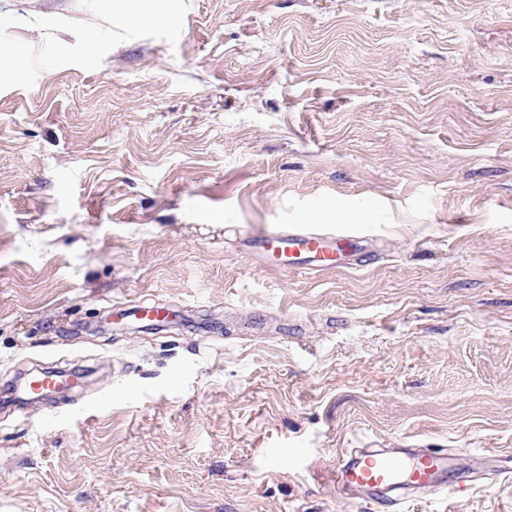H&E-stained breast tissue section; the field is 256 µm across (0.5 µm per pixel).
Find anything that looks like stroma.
<instances>
[{"label":"stroma","mask_w":512,"mask_h":512,"mask_svg":"<svg viewBox=\"0 0 512 512\" xmlns=\"http://www.w3.org/2000/svg\"><path fill=\"white\" fill-rule=\"evenodd\" d=\"M168 5L0 0V393L86 374L0 408V512H384L330 483L348 448L474 482L395 512H512V0ZM308 224L361 252L239 246ZM119 3V12L130 24H144L154 20H164L172 28L176 27L174 15L164 6L155 4L153 9H145L144 1L156 0H115ZM336 241H343L358 250L360 242L346 234L321 228L263 229L241 241V247L251 257L268 265L269 257L287 258V264L270 266L278 269H298L319 272L336 268L341 254ZM164 307L156 304L139 303L137 305L128 306L127 308L121 307L113 309L117 318H133L135 321L150 327L161 324L159 321L157 311Z\"/></svg>","instance_id":"1"}]
</instances>
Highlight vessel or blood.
<instances>
[{"label": "vessel or blood", "mask_w": 512, "mask_h": 512, "mask_svg": "<svg viewBox=\"0 0 512 512\" xmlns=\"http://www.w3.org/2000/svg\"><path fill=\"white\" fill-rule=\"evenodd\" d=\"M339 233L320 228L264 229L241 242L243 250L258 261L287 258L288 266L301 271L319 272L334 268L340 257L336 249ZM158 307L140 303L116 311L118 318H133L145 326L159 323ZM455 456L444 448H422L403 456L392 453L346 455L339 459L330 481L339 487L365 491L403 490L419 494L447 485L467 488L466 477H454Z\"/></svg>", "instance_id": "obj_1"}]
</instances>
